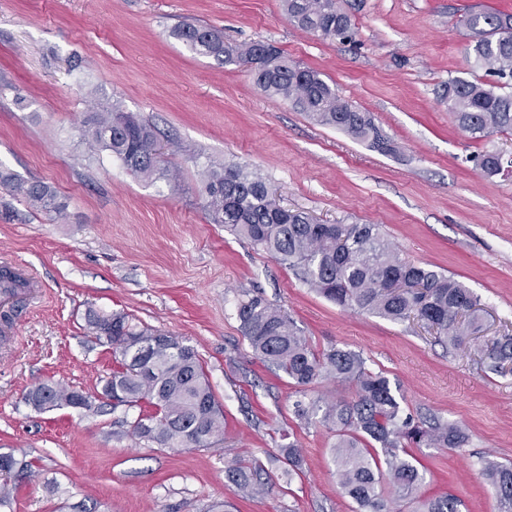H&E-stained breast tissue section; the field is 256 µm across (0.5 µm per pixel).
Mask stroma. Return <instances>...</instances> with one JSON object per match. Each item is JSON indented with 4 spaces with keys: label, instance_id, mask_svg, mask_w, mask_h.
Listing matches in <instances>:
<instances>
[{
    "label": "stroma",
    "instance_id": "1",
    "mask_svg": "<svg viewBox=\"0 0 512 512\" xmlns=\"http://www.w3.org/2000/svg\"><path fill=\"white\" fill-rule=\"evenodd\" d=\"M354 36L291 24L281 0H0V170L50 184L68 217L48 220L0 185V259L28 284L0 303V452L34 474L10 480L0 512H355L332 463L335 439L294 415L299 395L255 358L236 317L243 291L284 309L315 350L362 352L400 388L406 412L468 435L461 448H416V500L447 494L461 512H497L477 460L512 462V374L487 373L479 351L512 335V174L486 176L475 155H512V135L462 131L442 99L470 67L473 13L512 15V0H339ZM184 22L225 41H263L319 71L391 138L384 155L268 99L247 67L193 52ZM120 103L149 122L167 177L132 176L79 127ZM258 171L278 202L320 224H378L402 258L454 276L481 296L484 326L449 349L421 321L342 309L292 270L210 221L204 173L213 163ZM124 311L197 351L224 408V441L170 450L133 436L137 409L96 415L38 411L31 387L100 390L112 350L88 332L87 309ZM302 474L278 460L287 440ZM270 473L242 498L232 460Z\"/></svg>",
    "mask_w": 512,
    "mask_h": 512
}]
</instances>
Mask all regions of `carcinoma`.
<instances>
[{
  "mask_svg": "<svg viewBox=\"0 0 512 512\" xmlns=\"http://www.w3.org/2000/svg\"><path fill=\"white\" fill-rule=\"evenodd\" d=\"M288 20L326 38L350 40L348 16L337 0H282ZM476 41L470 68L495 78L492 83L455 76L448 79V112L474 139L512 132V16L476 13L466 21ZM176 37L196 53L224 64L249 62L252 79L269 99L286 101L313 122L338 129L382 154L395 151L392 140L372 116L344 101L322 74L300 66L265 42L232 45L218 32L185 23ZM92 151L106 150L133 175H165L152 155L156 137L144 120L115 104L88 114L80 130ZM501 155L485 152L476 165L488 176L500 173ZM0 184L53 220L66 218L67 202L42 181H22L0 171ZM204 208L215 224L248 240L277 263L292 269L311 290L339 306L393 322L417 318L437 330L450 348L462 346L482 328L483 304L463 282L400 257L378 224H317L296 210L280 207L265 178L238 164H214L203 181ZM240 330L253 354L283 373L303 393L324 378L350 389L351 396L325 405L295 403L298 420H318L336 437L332 446L341 492L356 512H398L397 503L412 498L424 475L410 459V448H461L468 435L445 422L415 420L405 412L399 390L388 376L367 366L362 353L340 347L316 351L287 312L259 292L238 299ZM90 333L112 348L118 369L102 391L112 390V410L146 402L153 411L130 422L137 438L160 448H209L224 439V411L197 352L160 330L134 322L121 312H88ZM489 372L512 373V336L493 340L483 350ZM70 390L42 383L24 395L38 410L68 406ZM288 471H302L300 448H281ZM499 512H512V465L480 461ZM228 475L248 497L268 492L271 476L260 466L234 460ZM453 495L421 501L416 512H459Z\"/></svg>",
  "mask_w": 512,
  "mask_h": 512,
  "instance_id": "obj_1",
  "label": "carcinoma"
}]
</instances>
